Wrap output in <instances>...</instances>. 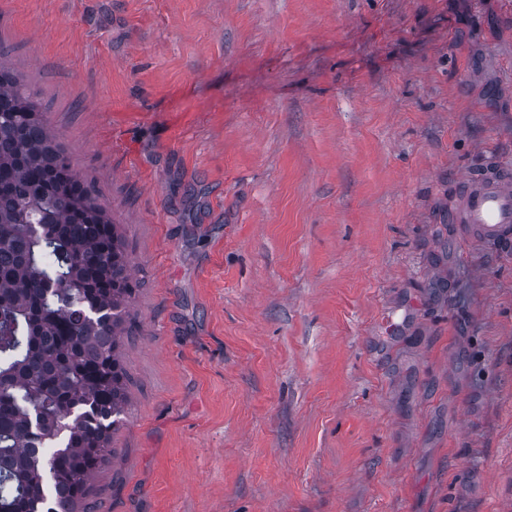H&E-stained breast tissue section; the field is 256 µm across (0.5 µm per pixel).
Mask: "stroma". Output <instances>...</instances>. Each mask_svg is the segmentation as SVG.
<instances>
[{
	"instance_id": "1",
	"label": "stroma",
	"mask_w": 512,
	"mask_h": 512,
	"mask_svg": "<svg viewBox=\"0 0 512 512\" xmlns=\"http://www.w3.org/2000/svg\"><path fill=\"white\" fill-rule=\"evenodd\" d=\"M137 284L95 512H512V0H0ZM453 224H464L467 240L499 252L512 251V165L502 162L471 173L463 182Z\"/></svg>"
}]
</instances>
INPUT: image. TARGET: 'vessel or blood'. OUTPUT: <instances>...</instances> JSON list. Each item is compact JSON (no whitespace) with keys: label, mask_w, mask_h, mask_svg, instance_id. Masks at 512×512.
I'll return each mask as SVG.
<instances>
[{"label":"vessel or blood","mask_w":512,"mask_h":512,"mask_svg":"<svg viewBox=\"0 0 512 512\" xmlns=\"http://www.w3.org/2000/svg\"><path fill=\"white\" fill-rule=\"evenodd\" d=\"M450 219L465 225L469 241L512 251V164L502 162L471 173Z\"/></svg>","instance_id":"vessel-or-blood-1"}]
</instances>
